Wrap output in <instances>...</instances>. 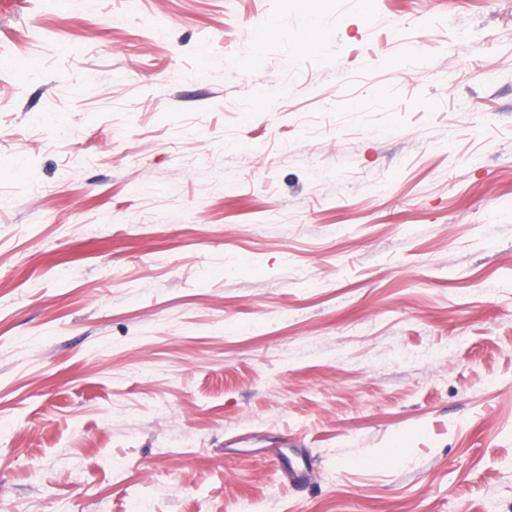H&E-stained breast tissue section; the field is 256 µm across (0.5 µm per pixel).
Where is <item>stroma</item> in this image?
Returning a JSON list of instances; mask_svg holds the SVG:
<instances>
[{
  "label": "stroma",
  "mask_w": 512,
  "mask_h": 512,
  "mask_svg": "<svg viewBox=\"0 0 512 512\" xmlns=\"http://www.w3.org/2000/svg\"><path fill=\"white\" fill-rule=\"evenodd\" d=\"M73 3L0 0V512H512V0Z\"/></svg>",
  "instance_id": "obj_1"
}]
</instances>
